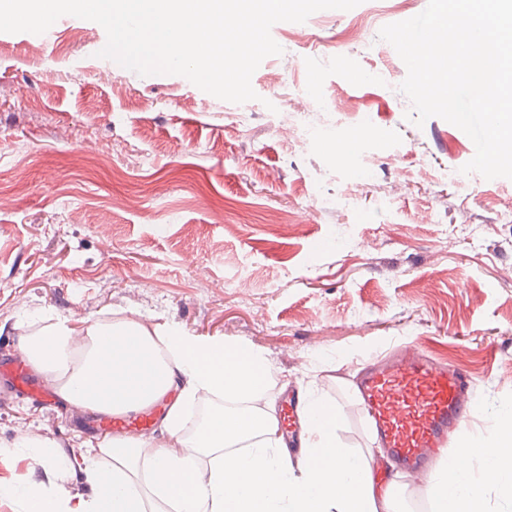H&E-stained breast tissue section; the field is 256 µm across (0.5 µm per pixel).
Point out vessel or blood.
<instances>
[{
  "label": "vessel or blood",
  "mask_w": 512,
  "mask_h": 512,
  "mask_svg": "<svg viewBox=\"0 0 512 512\" xmlns=\"http://www.w3.org/2000/svg\"><path fill=\"white\" fill-rule=\"evenodd\" d=\"M11 373L18 387L32 388L34 397L56 394L52 380L33 387L24 368L12 367ZM358 398L375 447L386 449L395 467L414 484L426 481L435 449L447 447L468 427L479 407L472 380L455 366L434 361L416 344L372 363Z\"/></svg>",
  "instance_id": "1"
}]
</instances>
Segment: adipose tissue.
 I'll use <instances>...</instances> for the list:
<instances>
[{"instance_id": "1", "label": "adipose tissue", "mask_w": 512, "mask_h": 512, "mask_svg": "<svg viewBox=\"0 0 512 512\" xmlns=\"http://www.w3.org/2000/svg\"><path fill=\"white\" fill-rule=\"evenodd\" d=\"M21 349L62 398L91 413L125 416L170 402L166 437L127 434L85 449L89 498L74 504L36 485L9 487L24 512H396L368 458L338 446L335 406L312 392L302 400L301 447L313 464L294 476L280 419L265 402L274 368L252 347L129 317L81 327L60 318L22 337ZM215 397L219 405L185 434L194 403ZM501 419L493 447L462 442L477 467L439 462L433 512H486L488 479L512 484V409Z\"/></svg>"}]
</instances>
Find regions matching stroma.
<instances>
[{"label":"stroma","mask_w":512,"mask_h":512,"mask_svg":"<svg viewBox=\"0 0 512 512\" xmlns=\"http://www.w3.org/2000/svg\"><path fill=\"white\" fill-rule=\"evenodd\" d=\"M427 2L362 0L275 24L283 53L262 61L243 104L100 58L107 35L93 21L0 32V359L21 361V337L57 316L136 314L262 351L276 370L268 400L313 389L339 412V442L370 456L353 385L371 356L417 341L473 380L464 435L492 447L512 407V180L460 185L451 175L472 140L406 118L407 68L379 31ZM288 111L331 136L301 149L275 121ZM362 160L372 177L360 183ZM285 212L295 227L271 221ZM27 433L75 465L103 438L62 404L0 387V441ZM0 462L2 483L89 494L77 468L29 453ZM376 477L400 512H432L426 488L388 467Z\"/></svg>","instance_id":"1"}]
</instances>
